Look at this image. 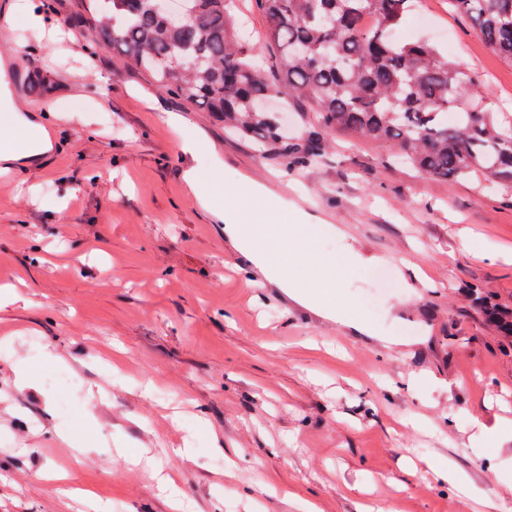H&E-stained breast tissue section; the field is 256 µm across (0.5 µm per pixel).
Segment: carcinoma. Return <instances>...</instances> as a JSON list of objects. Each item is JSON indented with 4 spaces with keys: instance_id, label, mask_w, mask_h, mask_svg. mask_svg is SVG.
Returning a JSON list of instances; mask_svg holds the SVG:
<instances>
[{
    "instance_id": "1",
    "label": "carcinoma",
    "mask_w": 512,
    "mask_h": 512,
    "mask_svg": "<svg viewBox=\"0 0 512 512\" xmlns=\"http://www.w3.org/2000/svg\"><path fill=\"white\" fill-rule=\"evenodd\" d=\"M90 23L123 59L166 92L206 109L289 163L319 162L320 138H290L257 108L271 93L311 101L325 132L395 143L406 161L437 180L472 176L512 189V122L467 105L473 79L426 41L394 32L418 0H255L266 41L283 67L272 80L239 36L236 0H184L175 24L157 0H107ZM501 57L512 60V0H449ZM371 15L375 24L364 25ZM457 122L448 124V111Z\"/></svg>"
}]
</instances>
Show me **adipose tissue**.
Masks as SVG:
<instances>
[{"label":"adipose tissue","mask_w":512,"mask_h":512,"mask_svg":"<svg viewBox=\"0 0 512 512\" xmlns=\"http://www.w3.org/2000/svg\"><path fill=\"white\" fill-rule=\"evenodd\" d=\"M0 111L9 116V135L0 138V166L11 169L36 159L50 150L49 140L39 139L41 130L34 115L27 111L7 89H0ZM185 180L198 202L224 224V235L240 251L248 267L267 278L277 280L292 295L314 306L336 322L353 327L356 332L376 335V328L356 315L340 289L353 268L378 264L376 256L346 247L341 257L316 255L308 231L313 214L294 206L286 208L274 201L265 185L247 179L241 181L231 198H224L220 185L204 188L193 174ZM294 260L308 261L309 274L319 283L317 293L302 290L300 275L284 271L272 260L273 253Z\"/></svg>","instance_id":"obj_1"}]
</instances>
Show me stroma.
<instances>
[{
	"mask_svg": "<svg viewBox=\"0 0 512 512\" xmlns=\"http://www.w3.org/2000/svg\"><path fill=\"white\" fill-rule=\"evenodd\" d=\"M34 3L66 37L21 16L0 27L15 93L52 144L0 174V512H177V498L178 512H512V440L480 432L512 426V345L481 303L512 311V263L463 245L512 252V190L435 180L342 135L288 168L121 59L84 0ZM237 4L277 76L262 14ZM397 38L433 43L512 118V61L448 0H420ZM195 140L204 150H185ZM188 172L228 190L250 177L317 214V253L350 239L380 256L345 288L378 336L247 285ZM414 267L426 279L403 308ZM439 468L461 486L435 484Z\"/></svg>",
	"mask_w": 512,
	"mask_h": 512,
	"instance_id": "1",
	"label": "stroma"
}]
</instances>
